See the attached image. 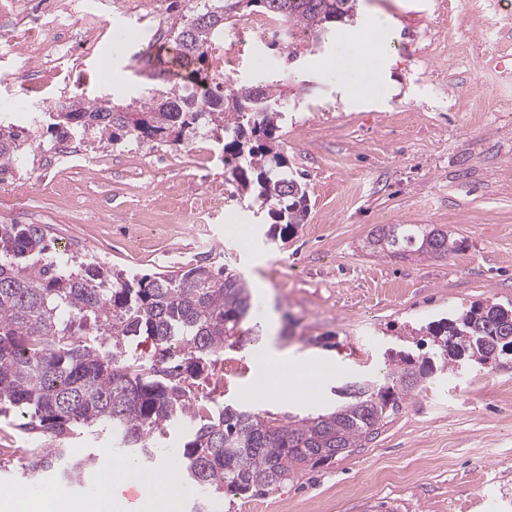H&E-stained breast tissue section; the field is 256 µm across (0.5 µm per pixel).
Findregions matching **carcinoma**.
Segmentation results:
<instances>
[{"label":"carcinoma","instance_id":"carcinoma-1","mask_svg":"<svg viewBox=\"0 0 512 512\" xmlns=\"http://www.w3.org/2000/svg\"><path fill=\"white\" fill-rule=\"evenodd\" d=\"M355 0H192L168 17L175 57H143L150 81L126 106L78 98L54 113L55 132L91 129L100 139L150 143L204 124L224 132V173L239 195L255 197L288 231L307 215L305 184L286 171L280 148L283 94L276 84L232 87L211 73V50L224 24L253 6L291 26L320 33L354 16ZM19 126L0 122V157L20 141ZM366 248L383 257L427 259L459 250L448 231L429 224H383ZM253 307L238 274L197 265L177 274L131 278L102 265L52 255L39 224L0 222V416L43 443L24 460L27 478L53 473L80 480L95 463L67 448L78 429L98 427L112 447L153 459L166 429L188 432L177 457L198 494L196 512L224 491L267 492L297 473L350 453L377 437L434 372L433 362L397 353L384 382L349 385L331 412L276 425L258 412L195 392L194 380L250 332ZM443 363L479 364L512 352V309L478 305L430 330ZM139 336L155 347L133 355Z\"/></svg>","mask_w":512,"mask_h":512}]
</instances>
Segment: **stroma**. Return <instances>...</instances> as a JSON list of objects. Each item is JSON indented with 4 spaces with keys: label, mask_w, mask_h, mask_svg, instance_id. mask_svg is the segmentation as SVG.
<instances>
[{
    "label": "stroma",
    "mask_w": 512,
    "mask_h": 512,
    "mask_svg": "<svg viewBox=\"0 0 512 512\" xmlns=\"http://www.w3.org/2000/svg\"><path fill=\"white\" fill-rule=\"evenodd\" d=\"M484 4L358 0L354 21L333 25L330 36L309 34L294 48L286 25L236 66L231 84L274 83L285 93L281 150L309 193L307 220L295 231L275 229L230 184L208 223L162 215L167 197L200 193L207 179L223 176L211 140L201 153L165 143L163 160L114 146L85 183L79 211L65 206L56 175L36 185L25 215L12 212L15 195L0 188V221L46 225L60 252L86 240L102 265L130 275L202 264L200 247L208 245L217 266L246 279L257 328L225 346L202 391L284 423L334 409L341 388L380 380L392 354L434 356L423 332L429 323L478 303L512 305V0H496V25L467 11ZM105 20L97 52L36 92L16 81L25 61L0 56V101L20 103L10 123L25 125L28 113L67 93L124 105L141 99L139 56L153 34L129 38L137 18L123 0H112ZM371 26L383 28L386 44L349 80L375 90L351 103L328 62ZM148 211L158 215L156 229L132 245L128 226ZM382 224H434L462 247L437 259L378 257L364 243ZM263 351L335 364L319 403L258 391L255 357ZM70 446L98 460L61 491L90 498L121 454L106 435L88 431ZM490 504L512 512V353L435 370L376 439L269 492L225 494L223 512H485Z\"/></svg>",
    "instance_id": "35a3bbf8"
}]
</instances>
